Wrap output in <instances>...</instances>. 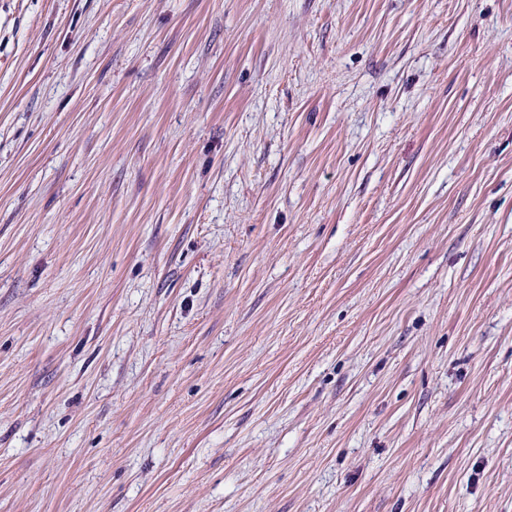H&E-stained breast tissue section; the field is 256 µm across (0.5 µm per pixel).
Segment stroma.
<instances>
[{
  "mask_svg": "<svg viewBox=\"0 0 512 512\" xmlns=\"http://www.w3.org/2000/svg\"><path fill=\"white\" fill-rule=\"evenodd\" d=\"M0 512H512V0H0Z\"/></svg>",
  "mask_w": 512,
  "mask_h": 512,
  "instance_id": "obj_1",
  "label": "stroma"
}]
</instances>
